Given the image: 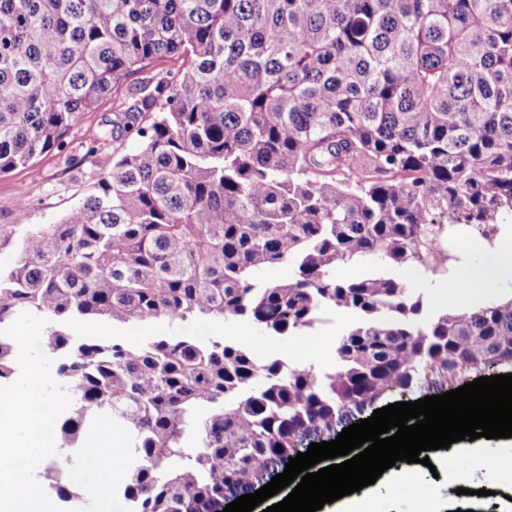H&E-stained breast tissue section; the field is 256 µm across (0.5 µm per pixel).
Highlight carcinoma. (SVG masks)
I'll return each instance as SVG.
<instances>
[{
    "label": "carcinoma",
    "mask_w": 512,
    "mask_h": 512,
    "mask_svg": "<svg viewBox=\"0 0 512 512\" xmlns=\"http://www.w3.org/2000/svg\"><path fill=\"white\" fill-rule=\"evenodd\" d=\"M164 59L112 120L139 148L56 224H1L0 329L47 320L72 404L133 436V512H217L395 391L512 373V293L424 314L392 271L452 220L512 214V0H0V176ZM374 272L336 277L340 263ZM260 272L271 278L260 281ZM356 317L330 369L228 338L78 341L68 326ZM18 344L0 335V383Z\"/></svg>",
    "instance_id": "1"
}]
</instances>
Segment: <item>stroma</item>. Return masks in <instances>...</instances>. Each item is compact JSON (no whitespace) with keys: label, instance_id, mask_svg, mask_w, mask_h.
I'll return each mask as SVG.
<instances>
[{"label":"stroma","instance_id":"35a3bbf8","mask_svg":"<svg viewBox=\"0 0 512 512\" xmlns=\"http://www.w3.org/2000/svg\"><path fill=\"white\" fill-rule=\"evenodd\" d=\"M140 81L137 75L129 78L117 93L105 97L94 111L84 113L71 131L70 143L64 151L40 156L34 169L19 168L0 176V225L58 222L91 193L97 173L111 170L114 157L138 148L136 132H126L107 140L102 134L106 121L112 119L115 111L130 105L137 97ZM237 328V322L221 319L186 323L159 321L124 328L121 334L129 344L137 346L156 336L230 337ZM243 344L259 360L293 362L297 359L291 337L266 336L252 325L246 328ZM458 454L459 448L455 445L439 450L433 456L434 472L423 476L424 482L435 491L437 512H512V456L501 459L506 474L503 481L490 484L481 471H472L470 485H491L493 493L481 500L468 501L460 498L455 485L448 482V474Z\"/></svg>","mask_w":512,"mask_h":512}]
</instances>
